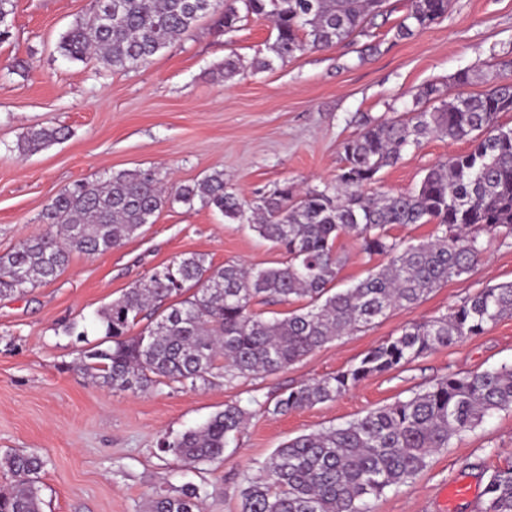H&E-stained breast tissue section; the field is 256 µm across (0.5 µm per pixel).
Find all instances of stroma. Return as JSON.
Returning <instances> with one entry per match:
<instances>
[{"label":"stroma","mask_w":512,"mask_h":512,"mask_svg":"<svg viewBox=\"0 0 512 512\" xmlns=\"http://www.w3.org/2000/svg\"><path fill=\"white\" fill-rule=\"evenodd\" d=\"M407 0L374 36L306 52L264 70L252 62L273 42L270 20L250 16L232 29L219 14L201 18L148 62L124 70L96 60L73 61L58 48L61 35L91 15L94 0H16L12 36L0 43V253L24 237L45 233L47 202L78 181L122 170L154 168L170 187L189 185L214 170L251 203L283 183L300 188L334 182L342 145L359 114L392 118L408 112L425 84L451 85L468 70V90H486V64L512 51V0H451L440 23L397 40L392 27ZM241 68L220 77L225 58ZM23 61L8 72L7 64ZM66 128L63 142L22 155L17 143L33 127ZM467 142L432 136L384 168L381 192L414 190L427 170ZM486 253L471 276L436 289L426 299L389 312L368 329L316 350L280 372L212 386H157L115 393L77 368L83 350L102 340L97 313L151 271L175 257L201 253L213 265L253 268L284 261L282 252L243 224L201 206L165 208L141 234L100 256L72 254L55 280L23 293L0 295V454L32 451L40 474L43 512H141L157 493L191 483L202 490L203 512H241L242 491L284 441L338 426L369 410L406 399L456 372L468 375L512 364V317L485 332L430 351L396 370L376 374L333 401L287 415L271 413L288 388L331 375L359 361L370 347L398 336L409 323L440 317L479 289L512 281V239H484ZM344 288L384 264L358 241L341 236ZM79 322L84 338L67 336ZM236 404L250 417L231 438L221 463L190 467L159 443L205 423ZM512 465V409L434 453L408 482L386 489L372 512H446L449 482L464 481L476 495L455 512H480L488 469Z\"/></svg>","instance_id":"stroma-1"}]
</instances>
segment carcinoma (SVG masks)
<instances>
[{
	"instance_id": "carcinoma-1",
	"label": "carcinoma",
	"mask_w": 512,
	"mask_h": 512,
	"mask_svg": "<svg viewBox=\"0 0 512 512\" xmlns=\"http://www.w3.org/2000/svg\"><path fill=\"white\" fill-rule=\"evenodd\" d=\"M383 0H96V10L62 36L71 60L95 57L105 68L126 70L147 62L202 16L224 8V28L250 15L269 19L275 38L258 69L307 50L329 49L353 36H374ZM450 0H408L394 26L403 40L440 22ZM15 0H0V42L10 37ZM512 60L491 65L490 88L464 91L459 73L450 94L435 84L415 95L400 116H363L360 131L343 144V165L333 184L297 193L285 183L250 206L224 183V171L169 193L152 170H123L65 189L46 204L42 219L57 231L30 236L0 254V294L22 293L54 280L74 253L102 255L121 245L167 205L215 208L232 223L246 224L278 247V267H215L192 253L154 269L98 314L110 345L82 352L78 370L115 392H145L157 385L197 387L274 374L337 338L367 327L389 311L409 307L448 281L472 274L484 253L481 235L512 238ZM439 136L469 148L427 170L407 193H368L378 174L408 149ZM54 126L32 128L20 152L35 153L65 139ZM433 224L430 240L404 246L390 235L395 225ZM342 235L386 262L349 288L336 289ZM302 306L266 318L256 303ZM160 314L137 333L148 309ZM512 317V283L483 288L448 314L406 325L401 334L369 348L360 361L333 375L280 394L273 413H289L332 401L367 377L387 373L437 348L477 336L490 323ZM512 408V365L468 376L450 373L405 400L368 412L345 425L302 434L276 449L258 478L242 493V512H371L370 501L414 478L437 450ZM248 412L224 405L204 425L160 442L184 464L213 463L245 426ZM34 453L9 452L0 468L13 477L0 490V512H43ZM481 512H512V465L494 470L483 490ZM201 489L156 495L147 512H200Z\"/></svg>"
}]
</instances>
